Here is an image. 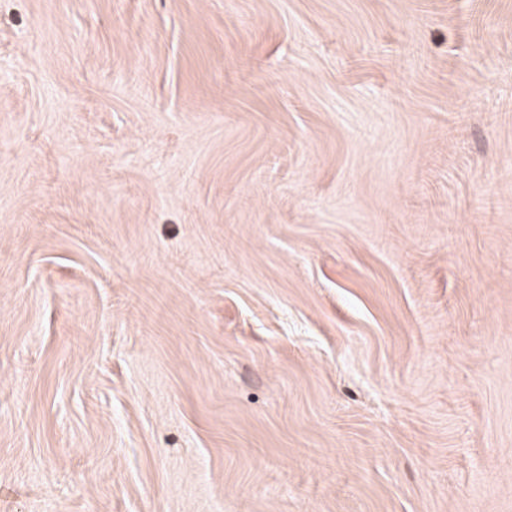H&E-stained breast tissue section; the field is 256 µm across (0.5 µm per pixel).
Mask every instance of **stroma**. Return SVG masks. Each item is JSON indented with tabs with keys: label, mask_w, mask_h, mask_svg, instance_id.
<instances>
[{
	"label": "stroma",
	"mask_w": 512,
	"mask_h": 512,
	"mask_svg": "<svg viewBox=\"0 0 512 512\" xmlns=\"http://www.w3.org/2000/svg\"><path fill=\"white\" fill-rule=\"evenodd\" d=\"M0 512H512V0H0Z\"/></svg>",
	"instance_id": "obj_1"
}]
</instances>
